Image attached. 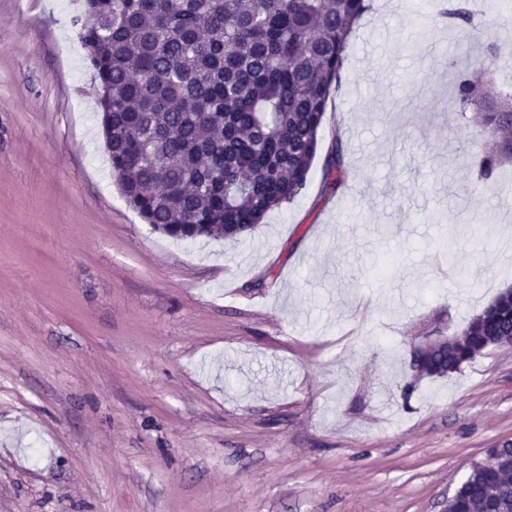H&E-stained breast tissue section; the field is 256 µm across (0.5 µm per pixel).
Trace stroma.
Wrapping results in <instances>:
<instances>
[{
  "instance_id": "35a3bbf8",
  "label": "stroma",
  "mask_w": 512,
  "mask_h": 512,
  "mask_svg": "<svg viewBox=\"0 0 512 512\" xmlns=\"http://www.w3.org/2000/svg\"><path fill=\"white\" fill-rule=\"evenodd\" d=\"M81 0H0V512H447L512 440V345H415L512 286V162L460 108L435 0H371L320 154L238 240L154 232L106 163ZM415 382L404 398L407 382ZM345 174L342 141L337 139L324 159L323 178L326 189H337L343 182Z\"/></svg>"
}]
</instances>
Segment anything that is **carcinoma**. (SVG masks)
Listing matches in <instances>:
<instances>
[{"mask_svg": "<svg viewBox=\"0 0 512 512\" xmlns=\"http://www.w3.org/2000/svg\"><path fill=\"white\" fill-rule=\"evenodd\" d=\"M366 0H83L73 24L91 50L112 178L145 223L179 241L237 239L305 188L319 132L342 81ZM448 29L481 43L470 0H448ZM456 101L484 102L479 158L492 178L512 159V103L469 74ZM345 174L341 139L324 159L325 186ZM463 339L413 355L418 377L444 378L512 337V296L500 292L458 331ZM456 490L452 512H512V446L492 448Z\"/></svg>", "mask_w": 512, "mask_h": 512, "instance_id": "carcinoma-1", "label": "carcinoma"}]
</instances>
